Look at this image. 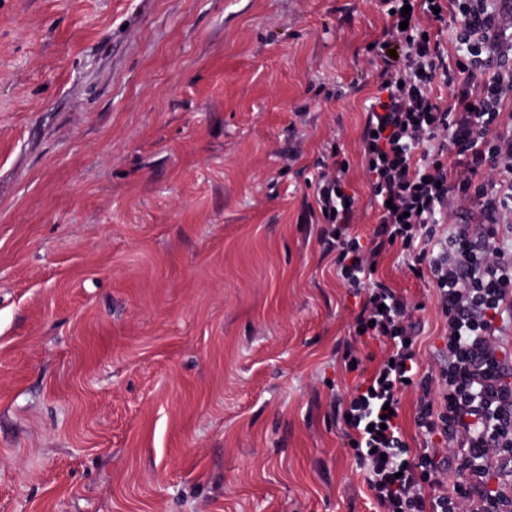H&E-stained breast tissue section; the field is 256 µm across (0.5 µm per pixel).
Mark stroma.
<instances>
[{"label": "stroma", "mask_w": 512, "mask_h": 512, "mask_svg": "<svg viewBox=\"0 0 512 512\" xmlns=\"http://www.w3.org/2000/svg\"><path fill=\"white\" fill-rule=\"evenodd\" d=\"M380 0H0V512H378L334 402ZM380 273L444 326L429 280Z\"/></svg>", "instance_id": "obj_1"}]
</instances>
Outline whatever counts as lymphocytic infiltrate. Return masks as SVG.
Listing matches in <instances>:
<instances>
[{
    "label": "lymphocytic infiltrate",
    "mask_w": 512,
    "mask_h": 512,
    "mask_svg": "<svg viewBox=\"0 0 512 512\" xmlns=\"http://www.w3.org/2000/svg\"><path fill=\"white\" fill-rule=\"evenodd\" d=\"M388 24L370 47L377 92L362 133L366 175L379 216L367 240L354 233L355 197L344 161L323 164L314 209L336 248V274L360 297L351 328L384 347L373 367L358 364L345 398L352 445L380 512H512V492L489 486L512 469V364L502 341L512 332V223L471 218L437 234L438 216L473 201L493 215L512 205V130L502 131V103L512 98V70L480 85L457 82L432 23L451 24L473 72L503 56L502 30L512 16L497 0H382ZM450 91L449 102L433 93ZM400 250L408 269L436 288L444 321L438 376L421 375L412 304L377 279L380 262ZM416 391L415 424L422 447L403 438L399 394ZM455 469L460 479L444 484Z\"/></svg>",
    "instance_id": "obj_1"
}]
</instances>
